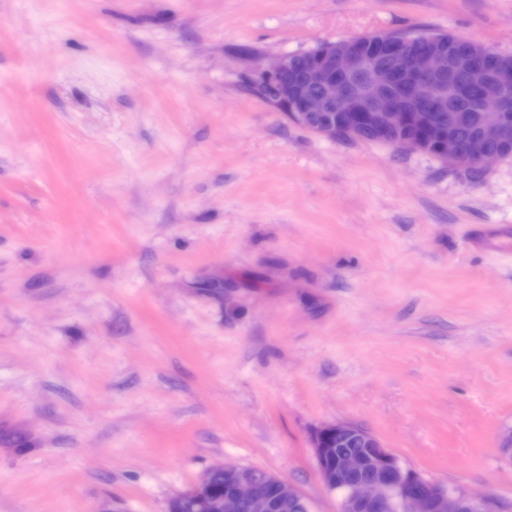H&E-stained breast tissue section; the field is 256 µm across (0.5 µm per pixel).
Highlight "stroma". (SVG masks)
Instances as JSON below:
<instances>
[{
	"label": "stroma",
	"instance_id": "stroma-1",
	"mask_svg": "<svg viewBox=\"0 0 512 512\" xmlns=\"http://www.w3.org/2000/svg\"><path fill=\"white\" fill-rule=\"evenodd\" d=\"M422 29L512 55V0H0V512H168L221 461L337 512L336 421L512 512V158L333 142L248 85Z\"/></svg>",
	"mask_w": 512,
	"mask_h": 512
}]
</instances>
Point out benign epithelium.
Here are the masks:
<instances>
[{
  "instance_id": "1",
  "label": "benign epithelium",
  "mask_w": 512,
  "mask_h": 512,
  "mask_svg": "<svg viewBox=\"0 0 512 512\" xmlns=\"http://www.w3.org/2000/svg\"><path fill=\"white\" fill-rule=\"evenodd\" d=\"M438 35L427 38L428 46L418 52L403 49L400 39L388 32L374 34L372 49H360L357 37L321 44L313 64L304 69L298 81L288 79L297 69L296 54L276 58L256 72L252 81L271 85L282 103L288 120L305 126L310 112H339L341 116L322 122L312 132L330 141L345 136L360 137L370 130L380 141L397 149L412 150L440 161L456 170L486 166L500 157L487 145L501 139L500 113L512 99V69L500 64L502 53L486 46L477 47V55L458 66H467L471 82L484 87L477 97V111L483 113L478 136L461 149L453 138L443 139L436 147L426 138L407 139L402 130L414 119L431 120V113H448V124L455 114L448 111V57L435 47ZM362 75L353 92L348 78ZM336 439V448L324 445V439ZM312 448L326 489L339 496L338 512H499L495 499L477 496L461 487L437 485L424 479L384 448L365 428L350 422L318 427L311 437ZM224 474L228 490L224 500L215 504L203 496L210 476ZM281 500L302 502L299 489L287 480L266 474ZM185 494L197 498L199 512H240L248 503L251 512H273L275 502L258 492L255 476L229 463L212 465L200 481Z\"/></svg>"
}]
</instances>
